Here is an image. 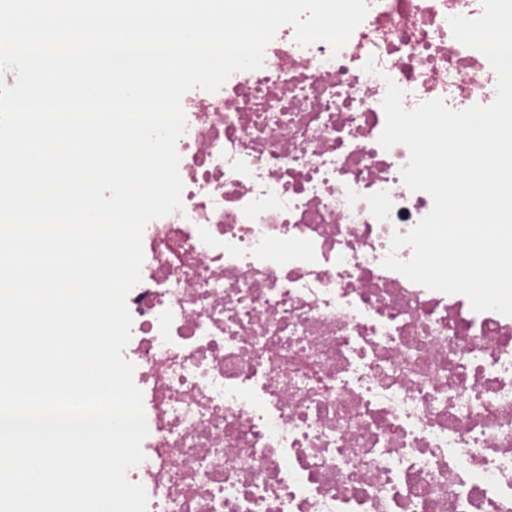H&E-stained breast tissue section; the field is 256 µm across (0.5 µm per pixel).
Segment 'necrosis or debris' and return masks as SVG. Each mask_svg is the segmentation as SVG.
I'll use <instances>...</instances> for the list:
<instances>
[{"label": "necrosis or debris", "instance_id": "1", "mask_svg": "<svg viewBox=\"0 0 512 512\" xmlns=\"http://www.w3.org/2000/svg\"><path fill=\"white\" fill-rule=\"evenodd\" d=\"M366 4L339 52L284 24L261 68L182 98V208L126 298L147 512H512V316L382 265L433 206L378 142L386 84L492 104L448 22L482 0Z\"/></svg>", "mask_w": 512, "mask_h": 512}]
</instances>
